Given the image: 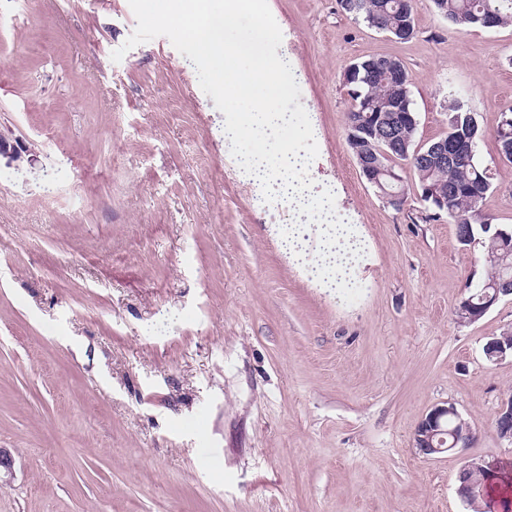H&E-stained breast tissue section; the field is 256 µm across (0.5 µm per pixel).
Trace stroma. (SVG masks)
<instances>
[{
  "label": "stroma",
  "mask_w": 512,
  "mask_h": 512,
  "mask_svg": "<svg viewBox=\"0 0 512 512\" xmlns=\"http://www.w3.org/2000/svg\"><path fill=\"white\" fill-rule=\"evenodd\" d=\"M167 7L0 0V132L33 155L0 157V512H471L464 464H512V358L483 351L512 297L455 322L484 243H458L407 163L404 207L382 201L348 144L343 72L399 58L423 143L459 98L485 132L484 210L511 226L495 133L512 27L459 33L419 0L402 42L336 0H262L227 30L262 22L266 58L291 59L276 104L311 126L316 178L370 241L331 294L281 252L288 205L241 170L232 93ZM446 403L475 439L424 457L413 432Z\"/></svg>",
  "instance_id": "1"
}]
</instances>
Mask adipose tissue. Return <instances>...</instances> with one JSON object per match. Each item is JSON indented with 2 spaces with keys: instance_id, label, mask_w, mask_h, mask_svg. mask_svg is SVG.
Returning a JSON list of instances; mask_svg holds the SVG:
<instances>
[{
  "instance_id": "1",
  "label": "adipose tissue",
  "mask_w": 512,
  "mask_h": 512,
  "mask_svg": "<svg viewBox=\"0 0 512 512\" xmlns=\"http://www.w3.org/2000/svg\"><path fill=\"white\" fill-rule=\"evenodd\" d=\"M255 8L256 0H225L220 7L215 0H175L165 19L196 40L203 59L224 84L250 100L243 119L225 123L224 137L244 145L242 166L248 179L287 200L294 221L277 231L282 252L313 283L333 292L349 285L369 246L358 230L337 214L330 191L318 188L308 152L294 143L280 144L274 150L253 143L257 133L274 135L298 126L294 113L275 104L281 88L274 77L287 73L291 63L283 58L272 64L261 53L266 29L257 24L233 44L224 42V31L238 12ZM242 59L249 61L248 70L234 68V61ZM260 85L266 88L265 96L253 98Z\"/></svg>"
}]
</instances>
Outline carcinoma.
<instances>
[{
    "instance_id": "carcinoma-1",
    "label": "carcinoma",
    "mask_w": 512,
    "mask_h": 512,
    "mask_svg": "<svg viewBox=\"0 0 512 512\" xmlns=\"http://www.w3.org/2000/svg\"><path fill=\"white\" fill-rule=\"evenodd\" d=\"M434 10L446 18L459 32L480 28L479 17L492 12L498 18V26L512 25V0H430ZM417 0H356V9L346 11L353 20L370 29L390 34L405 20L416 25ZM361 105L367 112H380L386 103L396 94V89L385 78H375L359 85ZM448 112V132L443 137L459 134L478 145L484 138V132L469 110L455 98H449L445 105ZM391 135L397 147V159L406 161L412 168L418 186L428 184L446 195L451 194L448 208L434 209L436 215H446L453 224L470 225V241L476 234L483 232L482 225L490 223L484 213L483 204L492 182L487 175L488 168L478 158L457 162L449 171L422 167L417 164L414 154L419 147L416 142L417 127L392 125ZM488 270L484 280L497 277L498 263L512 260V243L501 242L485 237ZM466 480L478 490L489 491L491 483L500 484L505 489L512 486V472L501 467L497 470L486 466L480 471L467 473Z\"/></svg>"
}]
</instances>
